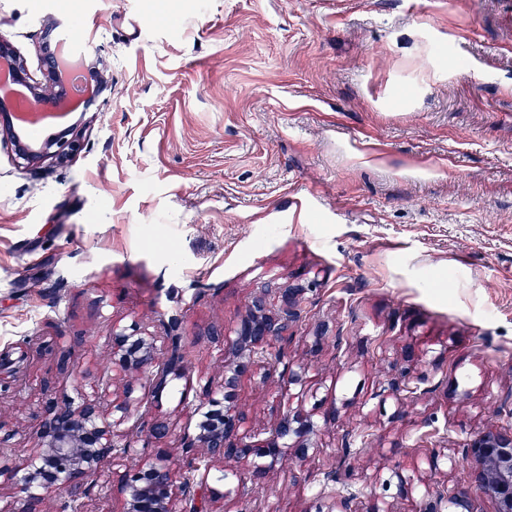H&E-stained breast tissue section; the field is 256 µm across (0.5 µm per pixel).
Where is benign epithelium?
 I'll return each instance as SVG.
<instances>
[{
	"label": "benign epithelium",
	"instance_id": "benign-epithelium-1",
	"mask_svg": "<svg viewBox=\"0 0 512 512\" xmlns=\"http://www.w3.org/2000/svg\"><path fill=\"white\" fill-rule=\"evenodd\" d=\"M50 45L51 30L46 26L42 31L44 68L39 81L29 76L10 43L1 37L0 64L8 66L13 81L27 86L42 104L53 107L57 104L59 70L67 60L50 53ZM12 145L16 155L28 164L72 157L82 147L78 138L50 142L34 152L15 141ZM301 292L300 288H263L251 301L234 336L224 335L222 329L216 331L224 337L223 384L197 405L193 432L180 437L182 459L193 461V476L186 477L183 463L160 448L121 477V512H204L200 494L210 502L224 498V490L209 482L213 459H247L256 477L280 459L287 448L300 459L310 457L312 436L317 432L311 416L289 407L280 413L268 435L260 437L244 427L237 405L243 378L252 375L262 362L269 370L275 369L274 356L281 350L273 349V345L288 344V331L299 314ZM171 332L172 324L161 320L152 333L137 323L128 327L112 325V365L121 371L146 374L153 389L149 405L144 407L141 400L128 396L112 405L120 416L111 423L100 402L82 395L61 403H45L34 425L36 449L24 459L22 474L15 480L21 501L18 512H41L39 505L50 495L81 512L93 477L101 474L109 459L126 455L131 443L142 436L158 443L172 437L170 424L153 416L168 378L186 372L187 355L179 351L178 337ZM50 350L52 346L40 336H31L16 347L0 348V388L3 377L16 374L18 363ZM463 460L475 464L471 487L491 497L497 512H512V428L490 430L469 440ZM423 512H471V493L464 489L448 497L433 495Z\"/></svg>",
	"mask_w": 512,
	"mask_h": 512
}]
</instances>
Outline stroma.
<instances>
[{
    "instance_id": "1",
    "label": "stroma",
    "mask_w": 512,
    "mask_h": 512,
    "mask_svg": "<svg viewBox=\"0 0 512 512\" xmlns=\"http://www.w3.org/2000/svg\"><path fill=\"white\" fill-rule=\"evenodd\" d=\"M50 20L81 33L105 87L64 122L78 156L26 166L0 142V347L39 334L72 352L0 393V437L27 446L42 400L104 380L150 394L113 376L105 337L169 318L189 369L157 414L184 429L224 378L211 329L233 331L262 286L299 288L277 377L245 382L238 408L259 429L288 392L314 453L219 512H420L467 488L465 444L512 425V0H0L36 78ZM408 351L425 378L396 396ZM301 363L306 388L284 389ZM155 448L114 461L87 512H114L119 474Z\"/></svg>"
}]
</instances>
